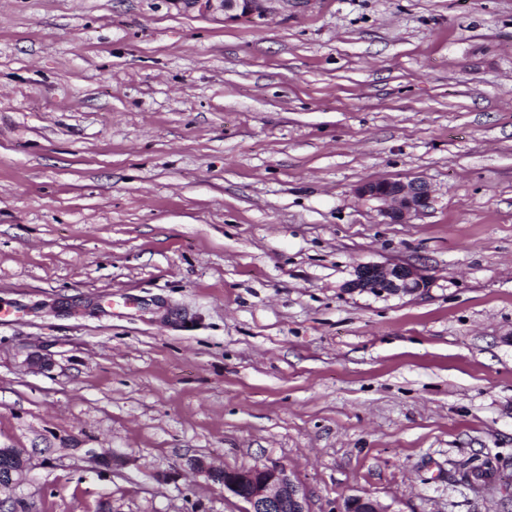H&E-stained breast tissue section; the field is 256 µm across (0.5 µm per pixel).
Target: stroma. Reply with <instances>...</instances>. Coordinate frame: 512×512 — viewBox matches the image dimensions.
Wrapping results in <instances>:
<instances>
[{
  "mask_svg": "<svg viewBox=\"0 0 512 512\" xmlns=\"http://www.w3.org/2000/svg\"><path fill=\"white\" fill-rule=\"evenodd\" d=\"M0 448V512H512V0H0ZM183 4L186 10L197 11L208 16L220 14L224 21L252 20L261 18L265 11L264 2L268 0H172ZM357 192L386 205L383 210L387 224H405L423 212L429 205L431 190L420 180L367 181L357 187ZM427 284L419 267L411 263H361L347 288L378 296H407L418 293ZM3 454L19 461L20 466L16 467V468H6V467L2 466V472H1V466H0V491L3 488L13 487L16 484L15 479H16L17 475L19 474L21 476L28 469V459L25 458V456L17 449L9 448V449L3 450L2 453L0 450V457ZM190 465L245 502V512H310L306 491L276 465L218 469L202 459H193Z\"/></svg>",
  "mask_w": 512,
  "mask_h": 512,
  "instance_id": "1",
  "label": "stroma"
}]
</instances>
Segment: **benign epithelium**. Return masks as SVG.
Returning a JSON list of instances; mask_svg holds the SVG:
<instances>
[{"label":"benign epithelium","instance_id":"benign-epithelium-1","mask_svg":"<svg viewBox=\"0 0 512 512\" xmlns=\"http://www.w3.org/2000/svg\"><path fill=\"white\" fill-rule=\"evenodd\" d=\"M187 10L201 15L224 16L226 21L252 20L263 16L266 0H173ZM357 192L385 204L383 215L388 224H405L429 205L431 190L420 180L367 181ZM427 287V279L419 267L411 263H361L355 278L347 283L350 291L378 296H407ZM3 454L20 462V466L0 471V490L15 485L17 476L28 469V459L15 448ZM190 465L208 479L224 486V491L248 505L245 512H310L306 491L282 468L276 465L248 469H218L202 459ZM347 512H392L390 506L377 499L353 496L346 503Z\"/></svg>","mask_w":512,"mask_h":512}]
</instances>
